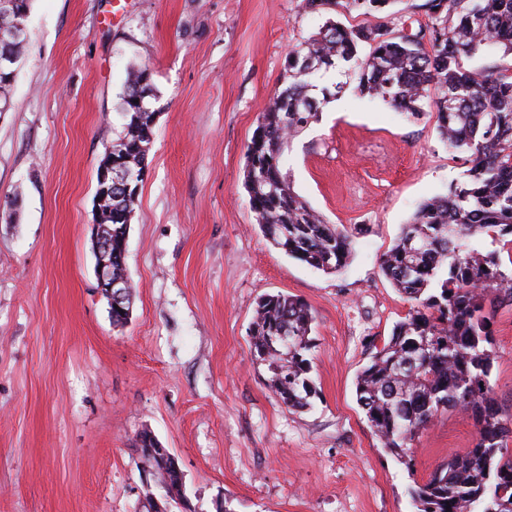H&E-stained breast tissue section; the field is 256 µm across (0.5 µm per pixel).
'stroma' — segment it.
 Masks as SVG:
<instances>
[{
	"label": "stroma",
	"mask_w": 512,
	"mask_h": 512,
	"mask_svg": "<svg viewBox=\"0 0 512 512\" xmlns=\"http://www.w3.org/2000/svg\"><path fill=\"white\" fill-rule=\"evenodd\" d=\"M323 22L300 0H33L0 112V512H140L145 430L177 459L194 512H413L409 488L473 447L471 419L451 411L406 466L355 392L410 308L381 257L467 168L435 116L407 121L349 85L292 137V190L366 228L339 272L288 257L255 220L246 147L289 50ZM138 65L156 118L127 237L132 311L116 328L95 278V195ZM278 292L315 315L304 410L282 405L250 349L256 302ZM492 330L489 381L510 415L512 306Z\"/></svg>",
	"instance_id": "obj_1"
}]
</instances>
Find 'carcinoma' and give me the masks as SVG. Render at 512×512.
Instances as JSON below:
<instances>
[{
	"label": "carcinoma",
	"mask_w": 512,
	"mask_h": 512,
	"mask_svg": "<svg viewBox=\"0 0 512 512\" xmlns=\"http://www.w3.org/2000/svg\"><path fill=\"white\" fill-rule=\"evenodd\" d=\"M394 0H301L308 14L382 13ZM426 22L415 31L384 24L344 26L328 19L288 52L282 87L260 115L244 169L256 223L274 247L327 273L344 268L354 249L345 227L328 223L291 188L281 170L289 139L317 118L320 105L345 83L310 95L314 79L334 68L355 77L363 95L417 121L436 111L441 141L467 155L464 180L446 196L418 206L381 258L390 283L412 302L390 339L356 377L357 400L383 448L410 464L416 438L434 419L458 410L472 419L476 442L438 465L409 495L416 512H512V415L500 410L489 383L496 352L491 309L512 306V274L498 252L480 242L511 237L512 69L472 68L465 61L491 48L512 55V0H424ZM15 16H0V54L22 57L24 45L4 39ZM151 73L131 71L121 98L123 133L100 167L124 169L125 179L98 184L99 222L112 238V278H127V229L151 149L156 112ZM134 286L112 306V325L129 319ZM310 305L283 293L257 302L251 351L268 366L267 385L288 409L310 405ZM158 480L180 495L181 476L147 455Z\"/></svg>",
	"instance_id": "obj_1"
}]
</instances>
